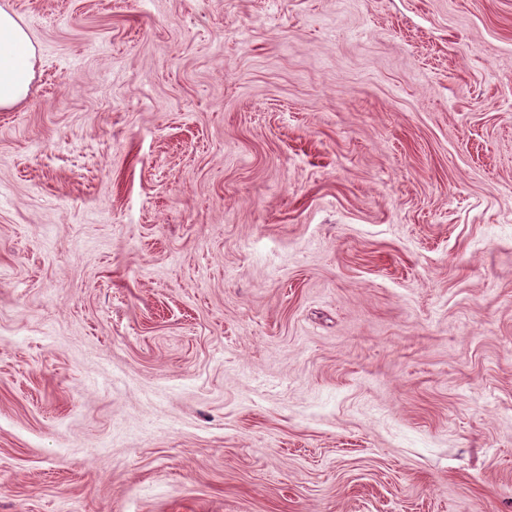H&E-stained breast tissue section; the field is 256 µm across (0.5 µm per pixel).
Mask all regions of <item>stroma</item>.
<instances>
[{
    "label": "stroma",
    "mask_w": 512,
    "mask_h": 512,
    "mask_svg": "<svg viewBox=\"0 0 512 512\" xmlns=\"http://www.w3.org/2000/svg\"><path fill=\"white\" fill-rule=\"evenodd\" d=\"M0 5V512H512V0ZM36 54L25 28L0 6V112H9L28 99Z\"/></svg>",
    "instance_id": "stroma-1"
}]
</instances>
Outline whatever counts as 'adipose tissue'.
Segmentation results:
<instances>
[{
  "instance_id": "ef3b65f1",
  "label": "adipose tissue",
  "mask_w": 512,
  "mask_h": 512,
  "mask_svg": "<svg viewBox=\"0 0 512 512\" xmlns=\"http://www.w3.org/2000/svg\"><path fill=\"white\" fill-rule=\"evenodd\" d=\"M36 54L25 28L0 6V112L27 100L35 79Z\"/></svg>"
}]
</instances>
